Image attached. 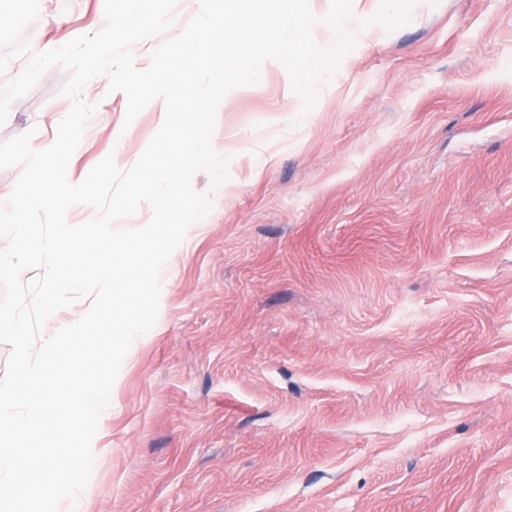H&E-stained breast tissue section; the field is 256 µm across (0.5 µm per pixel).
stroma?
Listing matches in <instances>:
<instances>
[{
  "instance_id": "obj_1",
  "label": "stroma",
  "mask_w": 512,
  "mask_h": 512,
  "mask_svg": "<svg viewBox=\"0 0 512 512\" xmlns=\"http://www.w3.org/2000/svg\"><path fill=\"white\" fill-rule=\"evenodd\" d=\"M40 9L37 52L105 26L96 0ZM197 10L177 0L136 67ZM356 36L308 115L273 63L221 102L230 178H194L212 208L123 361L83 512H512V0H418ZM67 78L0 141L55 139ZM81 97L69 174L130 168L158 106L126 122L97 77Z\"/></svg>"
}]
</instances>
